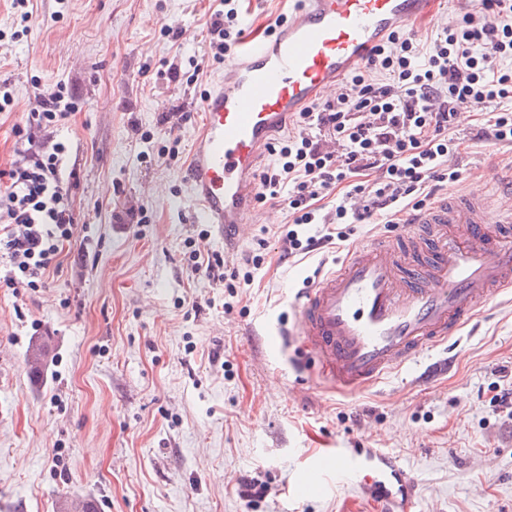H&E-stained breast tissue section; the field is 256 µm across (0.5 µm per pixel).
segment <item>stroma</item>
I'll list each match as a JSON object with an SVG mask.
<instances>
[{"label":"stroma","mask_w":512,"mask_h":512,"mask_svg":"<svg viewBox=\"0 0 512 512\" xmlns=\"http://www.w3.org/2000/svg\"><path fill=\"white\" fill-rule=\"evenodd\" d=\"M219 0H0V170L30 142L60 143L77 172L78 227L42 288L0 283V512H374L352 478L294 488L312 459L374 448L417 484L408 512H512V295L447 342L364 389L321 384L292 330L297 291L348 248L392 234L359 224L347 248L286 255L288 204L251 212L229 258L261 261L229 293L193 272L192 249L223 252L195 217L185 172L196 104L231 66L208 26ZM177 30L178 38L167 36ZM62 91L65 120L31 127L39 96ZM485 110L451 130L460 173L441 196L493 189L512 146L478 141ZM49 354L40 375L32 344Z\"/></svg>","instance_id":"stroma-1"}]
</instances>
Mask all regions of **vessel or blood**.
<instances>
[{"label":"vessel or blood","instance_id":"b4317fda","mask_svg":"<svg viewBox=\"0 0 512 512\" xmlns=\"http://www.w3.org/2000/svg\"><path fill=\"white\" fill-rule=\"evenodd\" d=\"M435 12L434 0H295L272 33L252 37L199 103L187 167L190 195L227 252L243 240L257 201L258 166L275 133L336 92L392 34ZM478 193L456 195L401 217L403 239L352 249L295 297L297 336L324 382L354 391L447 340L476 308L512 288V214L489 223ZM351 474L360 491L389 496L408 474L373 448L317 457L308 481Z\"/></svg>","mask_w":512,"mask_h":512}]
</instances>
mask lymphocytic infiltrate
<instances>
[{
  "label": "lymphocytic infiltrate",
  "instance_id": "obj_1",
  "mask_svg": "<svg viewBox=\"0 0 512 512\" xmlns=\"http://www.w3.org/2000/svg\"><path fill=\"white\" fill-rule=\"evenodd\" d=\"M237 23L236 0H220L208 28L216 52L237 46ZM464 103L488 110L479 140L512 146V0H485L460 26L427 41L397 32L350 87L297 113L292 134L271 147L278 165L259 176V200L288 198V255L347 242L353 225L422 209L443 183L458 181L448 164L456 150L449 130ZM322 130L334 136L337 150L321 147ZM63 151L55 145L0 180V253L9 259V287H43L75 234L78 219L59 169ZM331 194L333 221L307 234L317 202Z\"/></svg>",
  "mask_w": 512,
  "mask_h": 512
}]
</instances>
